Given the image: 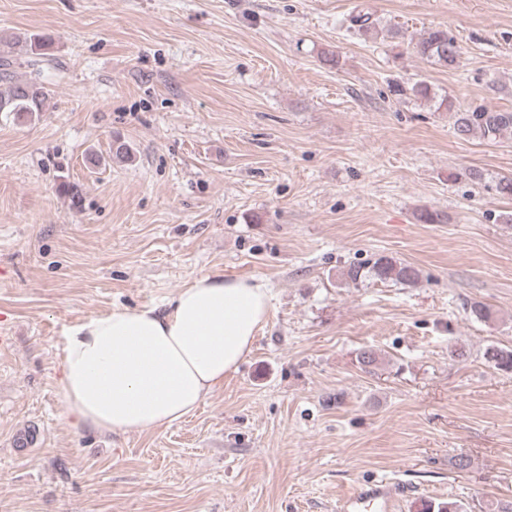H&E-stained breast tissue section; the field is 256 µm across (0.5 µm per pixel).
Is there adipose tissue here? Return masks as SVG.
<instances>
[{
    "instance_id": "adipose-tissue-1",
    "label": "adipose tissue",
    "mask_w": 512,
    "mask_h": 512,
    "mask_svg": "<svg viewBox=\"0 0 512 512\" xmlns=\"http://www.w3.org/2000/svg\"><path fill=\"white\" fill-rule=\"evenodd\" d=\"M263 281L195 277L164 309L116 308L67 330L59 386L67 417L143 432L194 411L250 354L268 318Z\"/></svg>"
}]
</instances>
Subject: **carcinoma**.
Wrapping results in <instances>:
<instances>
[{
    "instance_id": "carcinoma-1",
    "label": "carcinoma",
    "mask_w": 512,
    "mask_h": 512,
    "mask_svg": "<svg viewBox=\"0 0 512 512\" xmlns=\"http://www.w3.org/2000/svg\"><path fill=\"white\" fill-rule=\"evenodd\" d=\"M28 50L33 55H46L52 44L43 34H30L25 37ZM417 54L427 61L445 67L455 65L461 55V47L455 38L444 30H431L419 39L415 46ZM9 58L0 55V112H10L17 122L34 120L44 111L48 100V90L41 79V70L32 68L30 76L16 80L10 72ZM394 91L402 94L406 91L421 100L435 98L432 88L424 81H418L405 88L394 86ZM440 105L450 114L452 127L457 138L469 140L480 137L495 139L506 131L512 132V111L509 109H490L478 107L473 110H458L447 97L441 99ZM109 157L117 162L132 161L133 154L129 144L120 137L112 139ZM347 282L356 283L369 277L380 282L392 281L402 285H414L419 281V271L408 263L392 256L379 254L368 264H351L342 273ZM485 359L500 370L512 371V349L490 345L485 349Z\"/></svg>"
}]
</instances>
